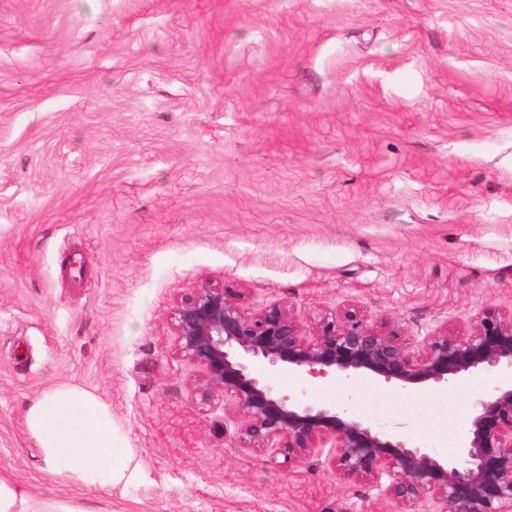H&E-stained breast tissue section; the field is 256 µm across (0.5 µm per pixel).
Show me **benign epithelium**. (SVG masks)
Listing matches in <instances>:
<instances>
[{"label": "benign epithelium", "instance_id": "obj_1", "mask_svg": "<svg viewBox=\"0 0 512 512\" xmlns=\"http://www.w3.org/2000/svg\"><path fill=\"white\" fill-rule=\"evenodd\" d=\"M174 320L176 351L202 369V396L231 399L237 447L276 448L288 463L327 448L339 484L380 486L400 512H417L427 499L431 512H512V313L485 306L463 332L438 331L416 351L398 327L372 323L357 309L307 329L288 302L251 309L242 293L218 285L178 299ZM256 363L315 375L366 372L401 389H450L486 368L503 375L474 399L469 439L445 460L408 441L399 426L378 430L343 403L315 406L279 391L254 372Z\"/></svg>", "mask_w": 512, "mask_h": 512}]
</instances>
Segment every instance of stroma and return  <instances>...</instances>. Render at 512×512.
<instances>
[{
	"label": "stroma",
	"mask_w": 512,
	"mask_h": 512,
	"mask_svg": "<svg viewBox=\"0 0 512 512\" xmlns=\"http://www.w3.org/2000/svg\"><path fill=\"white\" fill-rule=\"evenodd\" d=\"M208 284L416 348L512 312V0H0V472L67 494L24 413L69 383L147 475L77 493L98 512H392L325 455L236 447L173 346ZM498 376L272 374L448 457Z\"/></svg>",
	"instance_id": "stroma-1"
}]
</instances>
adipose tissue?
Here are the masks:
<instances>
[{
  "label": "adipose tissue",
  "mask_w": 512,
  "mask_h": 512,
  "mask_svg": "<svg viewBox=\"0 0 512 512\" xmlns=\"http://www.w3.org/2000/svg\"><path fill=\"white\" fill-rule=\"evenodd\" d=\"M24 424L41 450L43 470L67 486L112 491L145 477L112 410L99 396L55 385L28 405ZM0 512H88L69 498H37L29 485L0 475Z\"/></svg>",
  "instance_id": "obj_1"
}]
</instances>
